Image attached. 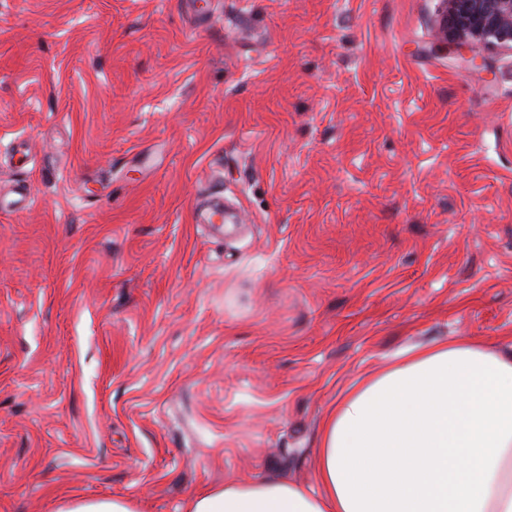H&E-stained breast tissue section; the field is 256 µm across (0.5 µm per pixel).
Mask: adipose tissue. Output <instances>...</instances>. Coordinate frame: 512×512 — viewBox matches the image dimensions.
Returning a JSON list of instances; mask_svg holds the SVG:
<instances>
[{"label": "adipose tissue", "mask_w": 512, "mask_h": 512, "mask_svg": "<svg viewBox=\"0 0 512 512\" xmlns=\"http://www.w3.org/2000/svg\"><path fill=\"white\" fill-rule=\"evenodd\" d=\"M317 486L242 479L184 512H512V348L406 351L328 411Z\"/></svg>", "instance_id": "adipose-tissue-1"}]
</instances>
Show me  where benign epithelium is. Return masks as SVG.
I'll list each match as a JSON object with an SVG mask.
<instances>
[{
	"label": "benign epithelium",
	"mask_w": 512,
	"mask_h": 512,
	"mask_svg": "<svg viewBox=\"0 0 512 512\" xmlns=\"http://www.w3.org/2000/svg\"><path fill=\"white\" fill-rule=\"evenodd\" d=\"M439 47L512 50V0H443Z\"/></svg>",
	"instance_id": "7a95c632"
}]
</instances>
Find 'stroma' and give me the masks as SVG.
<instances>
[{"mask_svg": "<svg viewBox=\"0 0 512 512\" xmlns=\"http://www.w3.org/2000/svg\"><path fill=\"white\" fill-rule=\"evenodd\" d=\"M185 2L0 0V512L312 488L354 383L512 345V52H438L441 0Z\"/></svg>", "mask_w": 512, "mask_h": 512, "instance_id": "35a3bbf8", "label": "stroma"}]
</instances>
